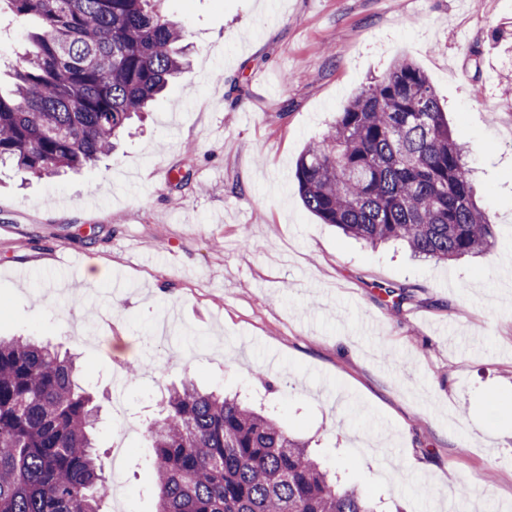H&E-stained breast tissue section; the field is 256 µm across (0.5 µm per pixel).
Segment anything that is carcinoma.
Instances as JSON below:
<instances>
[{"label":"carcinoma","mask_w":512,"mask_h":512,"mask_svg":"<svg viewBox=\"0 0 512 512\" xmlns=\"http://www.w3.org/2000/svg\"><path fill=\"white\" fill-rule=\"evenodd\" d=\"M39 20L8 95L0 167L77 172L112 150L186 65L185 30L159 0H0ZM307 210L375 247L424 258L486 253L495 229L475 199L448 117L424 72L394 62L364 86L295 168ZM78 357L0 339V512H102L110 489L98 406ZM156 512H375L341 488L286 426L189 377L146 426Z\"/></svg>","instance_id":"1"}]
</instances>
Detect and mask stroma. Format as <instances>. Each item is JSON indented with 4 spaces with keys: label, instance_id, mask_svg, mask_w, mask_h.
Masks as SVG:
<instances>
[{
    "label": "stroma",
    "instance_id": "stroma-1",
    "mask_svg": "<svg viewBox=\"0 0 512 512\" xmlns=\"http://www.w3.org/2000/svg\"><path fill=\"white\" fill-rule=\"evenodd\" d=\"M162 9L190 65L147 120L80 172L0 171V336L96 367L108 512H155L142 431L186 377L274 411L378 512H449L451 485L467 492L450 512H512V420L485 403L512 396V0ZM36 26L0 14V92ZM398 58L424 71L468 150L496 232L482 257L373 248L301 202L303 148ZM97 266L109 276L87 282Z\"/></svg>",
    "mask_w": 512,
    "mask_h": 512
}]
</instances>
